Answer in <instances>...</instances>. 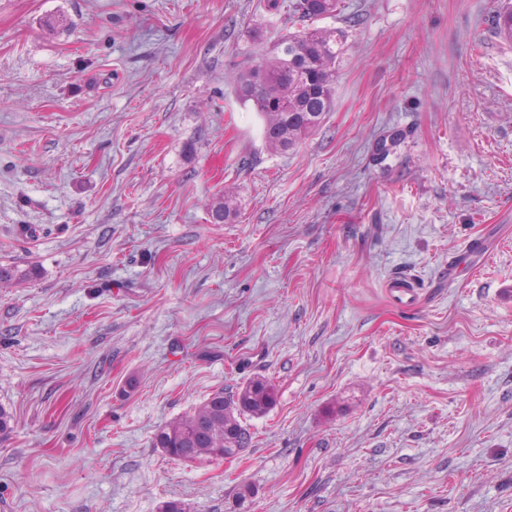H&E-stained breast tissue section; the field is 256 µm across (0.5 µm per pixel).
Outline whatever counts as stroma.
I'll use <instances>...</instances> for the list:
<instances>
[{
    "mask_svg": "<svg viewBox=\"0 0 512 512\" xmlns=\"http://www.w3.org/2000/svg\"><path fill=\"white\" fill-rule=\"evenodd\" d=\"M263 3L0 0V263L39 268L0 285V512H233L244 481L248 512H512L499 0L319 20L335 108L285 153L232 82ZM257 375L278 400L241 458L153 447Z\"/></svg>",
    "mask_w": 512,
    "mask_h": 512,
    "instance_id": "stroma-1",
    "label": "stroma"
}]
</instances>
